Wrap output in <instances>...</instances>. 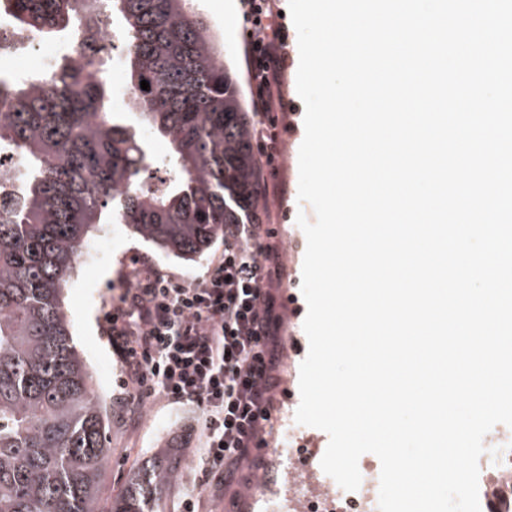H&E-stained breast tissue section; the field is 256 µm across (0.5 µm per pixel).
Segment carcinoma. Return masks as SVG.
<instances>
[{
  "instance_id": "obj_1",
  "label": "carcinoma",
  "mask_w": 512,
  "mask_h": 512,
  "mask_svg": "<svg viewBox=\"0 0 512 512\" xmlns=\"http://www.w3.org/2000/svg\"><path fill=\"white\" fill-rule=\"evenodd\" d=\"M14 34H98L123 21L135 123L111 111L102 66L63 61L0 78V151L25 157L20 192L0 187V512H156L175 468L143 460L101 507L108 419L79 358L61 295L98 224H125L162 251L205 252L226 224H261L255 117L211 25L186 0H10ZM149 88H140L141 81ZM164 140L175 178L144 188Z\"/></svg>"
}]
</instances>
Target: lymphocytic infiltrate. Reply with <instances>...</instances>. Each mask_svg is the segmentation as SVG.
Here are the masks:
<instances>
[{
	"label": "lymphocytic infiltrate",
	"mask_w": 512,
	"mask_h": 512,
	"mask_svg": "<svg viewBox=\"0 0 512 512\" xmlns=\"http://www.w3.org/2000/svg\"><path fill=\"white\" fill-rule=\"evenodd\" d=\"M256 144L267 162L279 154L275 109L282 104L278 38L249 40ZM261 224H228L224 249L193 282L145 266L105 311L101 326L122 360L131 413L144 399L195 413L186 440L200 448L201 471L215 498L248 482L263 435L273 425L281 380L279 339L284 305L275 289L281 263L263 244Z\"/></svg>",
	"instance_id": "1"
}]
</instances>
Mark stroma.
Listing matches in <instances>:
<instances>
[{"label": "stroma", "mask_w": 512, "mask_h": 512, "mask_svg": "<svg viewBox=\"0 0 512 512\" xmlns=\"http://www.w3.org/2000/svg\"><path fill=\"white\" fill-rule=\"evenodd\" d=\"M194 9L208 17L214 25L224 49V63L235 70L240 79L241 93L249 91L246 68V38L242 28L240 0H192ZM287 60L280 75V92L285 107L279 110L278 130L280 153L276 159L277 173L269 180L265 203L270 243L280 252L283 275L279 282L281 295L292 296L295 304L284 309L283 335L293 337L289 356L283 357V382L297 385L299 367L307 354L308 340L303 330V315L299 310L306 302L301 291L302 266L306 237L296 233V216L305 213L314 219L310 205L298 202V153L304 138V104L296 90L299 51L296 31H289ZM223 236H216L208 253L187 260L162 252L151 243L133 234L125 225L112 227L109 258L88 267H76L64 290V312L82 360L94 371L96 392L109 419L112 459L103 479V497L112 499L123 490L129 470L143 458L171 454L180 449L178 481L174 490L164 496L159 512H177L182 493L201 481L195 460V449L185 446L183 437L188 421L186 413L152 398L145 402L138 415L126 408L125 391L119 381L123 365L101 329L104 310L112 297L129 284V275L149 262L157 268L176 273L185 280L201 278L207 270L211 253L223 249ZM108 374H101V367Z\"/></svg>", "instance_id": "stroma-1"}]
</instances>
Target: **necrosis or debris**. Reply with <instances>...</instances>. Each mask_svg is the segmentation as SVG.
<instances>
[{
	"label": "necrosis or debris",
	"mask_w": 512,
	"mask_h": 512,
	"mask_svg": "<svg viewBox=\"0 0 512 512\" xmlns=\"http://www.w3.org/2000/svg\"><path fill=\"white\" fill-rule=\"evenodd\" d=\"M12 17L8 5H0V78L13 75L12 62L18 50H36L43 37L38 32L24 35L22 47L10 42ZM276 437L286 438L284 458L288 462V493L279 495L265 483H256L253 505L258 512H378L380 478L375 461H359L362 476L357 490L342 489L334 479L313 464L314 455L304 446V428L293 414L281 415ZM487 449L479 459L481 512H512V428L495 425L486 435Z\"/></svg>",
	"instance_id": "1"
}]
</instances>
